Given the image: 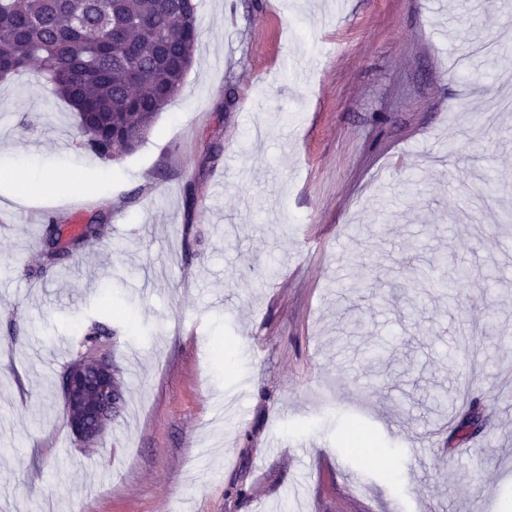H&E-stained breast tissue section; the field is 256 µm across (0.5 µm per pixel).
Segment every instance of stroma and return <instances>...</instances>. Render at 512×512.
<instances>
[{
	"label": "stroma",
	"mask_w": 512,
	"mask_h": 512,
	"mask_svg": "<svg viewBox=\"0 0 512 512\" xmlns=\"http://www.w3.org/2000/svg\"><path fill=\"white\" fill-rule=\"evenodd\" d=\"M197 3L133 152L85 148L37 68L0 81V164L58 177L0 182V512H512V225L471 194L512 209V109L470 132L512 0ZM487 39L491 76L455 67ZM98 213L41 272L47 219ZM460 268L498 279L437 288ZM95 322L126 408L88 447L61 376ZM105 222L101 218H93L86 224L82 230L73 234L70 238V246L65 249L57 247L56 233L60 228L59 222L52 218L49 220L46 228V236L43 241L42 255L46 266L54 265L60 261L69 258L73 251L79 249L84 243L92 238H99L104 234Z\"/></svg>",
	"instance_id": "35a3bbf8"
}]
</instances>
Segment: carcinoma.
<instances>
[{
	"mask_svg": "<svg viewBox=\"0 0 512 512\" xmlns=\"http://www.w3.org/2000/svg\"><path fill=\"white\" fill-rule=\"evenodd\" d=\"M201 38L196 0H0V78L37 64L52 93L78 114L86 146L101 157L131 152L180 93ZM46 228V265L69 258L105 222L93 218L57 247ZM109 329L93 323L83 344Z\"/></svg>",
	"mask_w": 512,
	"mask_h": 512,
	"instance_id": "1",
	"label": "carcinoma"
}]
</instances>
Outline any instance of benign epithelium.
<instances>
[{
  "instance_id": "obj_1",
  "label": "benign epithelium",
  "mask_w": 512,
  "mask_h": 512,
  "mask_svg": "<svg viewBox=\"0 0 512 512\" xmlns=\"http://www.w3.org/2000/svg\"><path fill=\"white\" fill-rule=\"evenodd\" d=\"M66 424L80 441L97 442L112 425L116 385L112 360L81 357L63 380Z\"/></svg>"
}]
</instances>
